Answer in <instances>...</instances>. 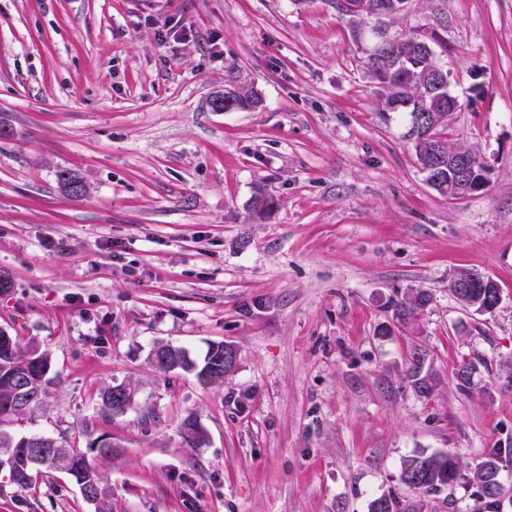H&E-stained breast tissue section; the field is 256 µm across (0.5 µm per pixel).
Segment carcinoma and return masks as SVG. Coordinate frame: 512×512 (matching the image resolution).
I'll return each instance as SVG.
<instances>
[{
  "label": "carcinoma",
  "mask_w": 512,
  "mask_h": 512,
  "mask_svg": "<svg viewBox=\"0 0 512 512\" xmlns=\"http://www.w3.org/2000/svg\"><path fill=\"white\" fill-rule=\"evenodd\" d=\"M360 0H341L339 9L359 19L353 29V38L361 42L364 28L376 23L389 29L391 20L409 13L412 0H368L361 11L354 9ZM393 43L387 47L365 50L366 65L379 88L382 111L403 114L407 137L414 149L417 160L433 154V165L425 167L426 182L441 196L448 197V154L468 155L470 151L448 146L445 129L450 113L461 108L459 100L448 105V68L443 58L448 56V25L442 14L437 13L432 21L415 29L408 37L391 36ZM231 93L227 111L256 108L260 100L251 91L241 87L228 89ZM431 301L429 294L411 290L393 301V317L406 326L423 313ZM220 349L214 343L198 362L180 347L168 346L170 363L167 370H182L195 375L203 385L224 381V374L213 373L211 365ZM427 354L414 348L409 353L406 378L411 388L420 396H429L435 388L436 378L425 368ZM51 369L49 356L32 340L21 345L16 337L5 336L0 330V469L8 471L11 483L18 489L30 487L40 479H51L56 472L68 475L79 487L82 496L89 502L100 500L105 494L102 478L94 463L92 453L106 456L112 453V445L99 436L80 448L66 437L54 438L40 433L24 432L18 425L25 422L28 413L42 403L47 386L52 382L48 377ZM23 379L35 395L32 406L25 408L14 403L15 382ZM126 392L127 399L132 393L123 385H111L100 394L101 415L109 417L122 412V407L112 406V391ZM35 440L43 448H56L58 453L47 465H37L25 453L24 444ZM481 473L474 471L464 475L456 457L446 451L416 452L405 457L401 463L400 482L423 496L438 495L460 481L472 478L504 479L512 473V442L489 449L477 463ZM416 507L395 494L381 496L370 504V512H414Z\"/></svg>",
  "instance_id": "1"
}]
</instances>
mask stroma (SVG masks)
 I'll return each instance as SVG.
<instances>
[{"label":"stroma","mask_w":512,"mask_h":512,"mask_svg":"<svg viewBox=\"0 0 512 512\" xmlns=\"http://www.w3.org/2000/svg\"><path fill=\"white\" fill-rule=\"evenodd\" d=\"M443 9L463 104L448 142L489 166L459 200L381 111L336 0H0V329L39 342L55 377L23 427L112 440L103 505L62 474L21 491L0 471V512H369L415 499L399 473L416 451L467 472L512 441V0ZM158 18L177 39L159 43ZM232 76L260 107L212 110ZM459 271L497 282L493 313L449 294ZM410 290L432 301L400 326ZM218 342L239 359L217 385L150 358ZM416 347L427 397L405 379ZM116 384L134 399L101 417ZM370 512H409L417 511L414 505H409L407 501L401 500L398 496L391 493L373 500L370 504Z\"/></svg>","instance_id":"1"}]
</instances>
